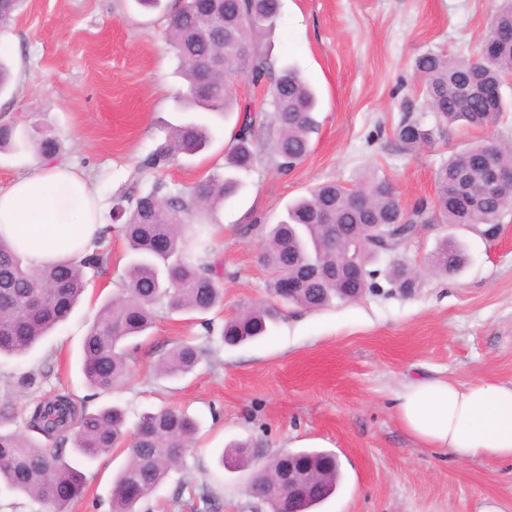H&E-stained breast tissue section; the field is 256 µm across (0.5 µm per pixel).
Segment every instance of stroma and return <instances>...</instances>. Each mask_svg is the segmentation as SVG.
<instances>
[{
	"mask_svg": "<svg viewBox=\"0 0 512 512\" xmlns=\"http://www.w3.org/2000/svg\"><path fill=\"white\" fill-rule=\"evenodd\" d=\"M497 0H282L265 40L276 63L297 66L320 97L311 151L283 173L263 151L241 192L213 212L209 225L224 263L222 301L199 320L160 307L149 335L131 340V378L109 392L90 389L80 372L82 339L100 296L116 293L128 260L112 199L136 197L162 184L187 194L206 174L224 171L234 120L202 152L155 171L145 159L185 115L177 97L185 81L165 38L167 17L135 0H24L0 31V56L14 73L0 95V124L50 130L60 158L98 192L107 230L100 240L111 261L87 295L23 360L0 358V405L13 409L14 429L33 401L67 392L94 411L122 406L128 426L163 408L197 420L195 446L138 512H271L249 493L254 468L287 451L336 454L342 477L312 512H480L495 500L512 512V465L460 462L418 445L391 405L410 378L433 375L457 383L512 382V213L496 235L484 226L430 224L404 246L418 275L404 295L385 287L319 311L288 307L266 336L227 346V318L268 298L260 227L326 182L348 184L364 173L390 180L405 204L432 199L435 172L448 154L478 140L512 138V114L480 130L449 129L432 148L403 150L394 129L406 117L433 124L414 68L417 56L444 49L474 56ZM465 246L469 262L455 275L433 272L443 238ZM187 339L203 355L193 372L157 375L160 350ZM42 376L22 384L34 371ZM253 442L249 466L218 464L229 442ZM127 460L114 450L83 467L86 490L69 512H110L112 479Z\"/></svg>",
	"mask_w": 512,
	"mask_h": 512,
	"instance_id": "1",
	"label": "stroma"
}]
</instances>
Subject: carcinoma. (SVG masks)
Listing matches in <instances>:
<instances>
[{"instance_id": "obj_1", "label": "carcinoma", "mask_w": 512, "mask_h": 512, "mask_svg": "<svg viewBox=\"0 0 512 512\" xmlns=\"http://www.w3.org/2000/svg\"><path fill=\"white\" fill-rule=\"evenodd\" d=\"M20 2L0 0V30L10 26ZM279 10L280 0H178L169 15L167 41L186 81L178 102L181 111L192 116L172 129L165 145L150 154L144 165L166 167L181 155L196 154L215 135L213 118L235 110L237 119L225 153L224 174L198 180L186 197L164 193L156 185L134 199L124 195L114 199L112 220L120 223L129 260L120 293L104 301L82 340L80 370L94 389L109 390L129 379L130 353L125 342L153 327L158 305L182 314H204L220 302L223 262L201 239L204 228L190 235L186 223L241 191L238 173L252 169L262 151L256 131L264 126L273 129L269 148L282 171L292 170L310 151L311 135L318 129L317 94L296 67L275 68L264 44ZM493 24L502 39L475 59L445 50L416 59L421 93L435 125L429 128L419 119L402 121L394 130L402 148H431L450 125L479 129L503 117L508 102L488 103L481 92L488 85H504L506 77L512 76V0H500ZM239 74L269 82L271 109L256 110L237 100L229 78ZM0 147L31 148L45 159L60 151L52 135L43 133L33 139L15 125L0 126ZM488 159L512 167V142L477 141L450 155L437 171L436 195L430 202L406 206L391 182L379 178H361L349 185L323 184L293 202L284 218L263 234L262 259L273 303L225 320L223 343L237 346L265 335L277 321L281 304L317 311L343 300V282L336 277L334 239L338 234L352 244L363 242L357 258L365 275L364 290H380V277L404 293L418 287L415 273L397 251L414 239L420 225L498 224L505 214L502 203L512 200L508 191L487 195L476 208L464 199L448 205V187L460 191L482 183ZM354 194L363 198L364 206L353 205ZM384 252L390 253L387 267L372 268ZM435 256L434 267L445 275L459 271L467 261L462 248L446 239ZM107 260V253L95 249L71 265L38 269L0 241V357L22 358L35 349L87 292L86 270L97 273ZM285 273L301 284L299 294L290 300L282 297L278 287ZM201 354L200 347L180 340L158 358L157 373L187 374ZM25 428L24 433L0 430V485L24 494L48 512H65L83 495L85 479L79 466L66 459L65 449L49 448L47 440L71 441L73 454L82 462L123 449L127 461L113 481L111 512H137L136 505L182 462L198 432L197 422L186 413L162 409L143 415L130 433L120 406L90 412L84 403L62 392L35 403ZM31 432L41 439L29 436ZM250 447L248 442L231 445L221 452L219 464L235 469L247 463ZM296 455L313 464L321 485L317 496L297 503L298 512H307L334 492L340 469L328 452L298 451ZM287 461V453L276 455L251 479L272 512L288 510V497L271 488Z\"/></svg>"}]
</instances>
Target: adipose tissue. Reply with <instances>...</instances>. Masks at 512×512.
I'll return each mask as SVG.
<instances>
[{
  "instance_id": "1",
  "label": "adipose tissue",
  "mask_w": 512,
  "mask_h": 512,
  "mask_svg": "<svg viewBox=\"0 0 512 512\" xmlns=\"http://www.w3.org/2000/svg\"><path fill=\"white\" fill-rule=\"evenodd\" d=\"M103 230L93 187L69 163L37 159L32 173L0 188V240L33 267L78 260ZM394 406L402 427L424 447L458 460L512 463V385L423 376L402 386Z\"/></svg>"
}]
</instances>
